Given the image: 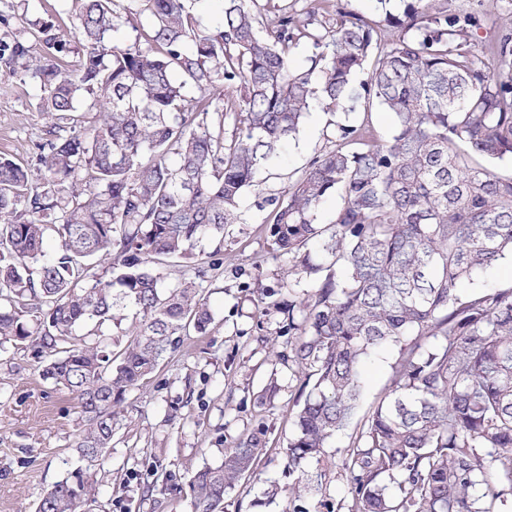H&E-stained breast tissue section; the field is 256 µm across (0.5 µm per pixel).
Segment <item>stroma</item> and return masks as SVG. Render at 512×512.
Segmentation results:
<instances>
[{
	"mask_svg": "<svg viewBox=\"0 0 512 512\" xmlns=\"http://www.w3.org/2000/svg\"><path fill=\"white\" fill-rule=\"evenodd\" d=\"M455 6L479 15V41L512 29V14L492 0H456ZM0 13L9 17L8 25L0 24V39L8 42H31L29 24L35 20L67 32L76 22L72 0H0ZM40 97L35 82L0 81V154L29 168L50 138ZM328 120L312 109L297 137L280 146L264 184L242 197L244 223L226 225L223 238L198 243L205 263L174 259L157 268L161 287L194 281L212 320L205 333L182 337L127 394L113 424L112 446L95 468L90 512H192L185 489L191 473L219 466L226 448L260 428L267 452L250 478L227 491L224 510L286 512L293 478L283 450L295 433L291 410L305 394L297 373L270 361L272 349L287 343L279 334L280 314L256 306L258 289L288 287V268L274 258L263 224V203L281 196L290 179L329 148ZM398 356V348L389 346L365 361L359 415H367L385 393ZM44 364L35 343L0 347V512H35L53 485L87 466L76 449L84 429L78 405L66 389L43 379ZM272 382L278 387L272 406H255V395ZM350 441L347 429L332 440L321 494L300 500L307 512H349L352 489L341 460ZM171 483L182 484V493L162 497Z\"/></svg>",
	"mask_w": 512,
	"mask_h": 512,
	"instance_id": "1",
	"label": "stroma"
}]
</instances>
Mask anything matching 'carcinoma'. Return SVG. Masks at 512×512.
Segmentation results:
<instances>
[{
	"mask_svg": "<svg viewBox=\"0 0 512 512\" xmlns=\"http://www.w3.org/2000/svg\"><path fill=\"white\" fill-rule=\"evenodd\" d=\"M78 2L77 67L70 35L49 22L32 23L42 53L0 42V77L40 82L55 134L35 180L0 156V345L45 354L42 376L68 388L84 419L78 453L101 461L126 394L211 322L193 282L161 289L153 266L191 259L204 237L243 222L244 192L318 106L334 117V144L263 219L288 292L303 289L282 309L289 338L275 352L309 387L284 448L292 491L322 489L304 463L322 461L355 419L365 359L394 345L391 386L343 451L349 512H512V286L458 289L512 256V176L492 170L512 160V31L478 46L476 18L453 0H409L382 18L336 11L315 26L286 5L266 25L255 0H224L215 28L190 0ZM123 27L135 37L112 44ZM303 42L312 55L299 67ZM189 88L200 93L191 106ZM85 106L98 110L88 126ZM359 106L392 115L390 139L336 120ZM332 195L334 219L321 224ZM94 260L111 276L93 273ZM125 301L141 318L114 366L104 326ZM265 451L250 433L193 473L192 512H219ZM95 494L94 473L78 470L36 512H87Z\"/></svg>",
	"mask_w": 512,
	"mask_h": 512,
	"instance_id": "obj_1",
	"label": "carcinoma"
}]
</instances>
